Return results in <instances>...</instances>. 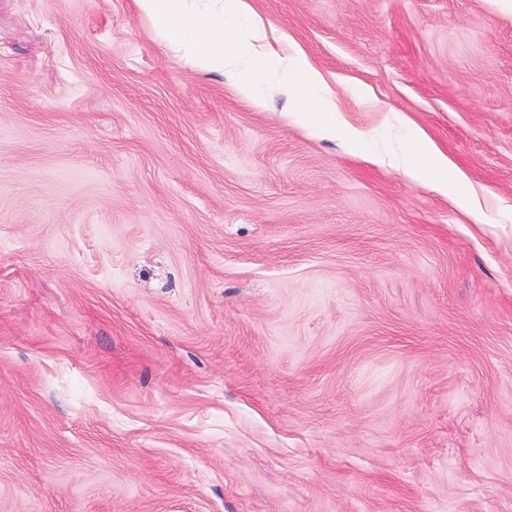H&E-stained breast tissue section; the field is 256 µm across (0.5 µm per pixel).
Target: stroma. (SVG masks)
Segmentation results:
<instances>
[{
  "label": "stroma",
  "instance_id": "35a3bbf8",
  "mask_svg": "<svg viewBox=\"0 0 512 512\" xmlns=\"http://www.w3.org/2000/svg\"><path fill=\"white\" fill-rule=\"evenodd\" d=\"M249 4L481 214L138 0H0V512H512V6ZM398 165L414 180L431 182L439 192H450L459 200H466L464 176L421 129L412 130Z\"/></svg>",
  "mask_w": 512,
  "mask_h": 512
}]
</instances>
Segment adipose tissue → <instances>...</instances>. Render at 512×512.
I'll list each match as a JSON object with an SVG mask.
<instances>
[{"label": "adipose tissue", "instance_id": "obj_1", "mask_svg": "<svg viewBox=\"0 0 512 512\" xmlns=\"http://www.w3.org/2000/svg\"><path fill=\"white\" fill-rule=\"evenodd\" d=\"M398 164L411 178L432 183L441 193H463V175L421 129L412 130Z\"/></svg>", "mask_w": 512, "mask_h": 512}]
</instances>
